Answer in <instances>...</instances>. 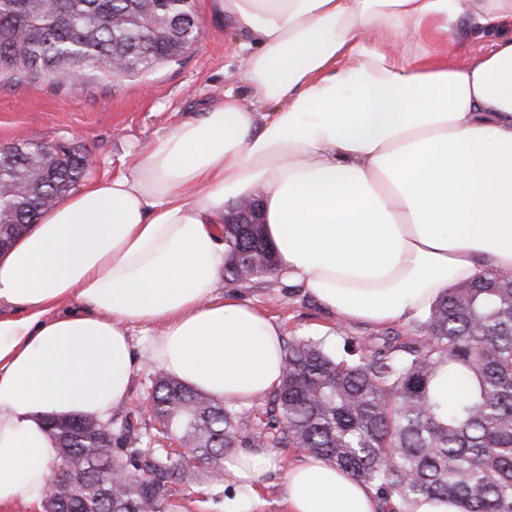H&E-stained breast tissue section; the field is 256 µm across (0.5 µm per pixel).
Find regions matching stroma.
Here are the masks:
<instances>
[{"label":"stroma","instance_id":"obj_1","mask_svg":"<svg viewBox=\"0 0 512 512\" xmlns=\"http://www.w3.org/2000/svg\"><path fill=\"white\" fill-rule=\"evenodd\" d=\"M202 36L179 62L151 72L113 79L97 78L78 85H59L47 78L0 79V147L30 140L61 144L94 161L88 178L117 173L135 152L150 145L168 125L186 117H202L225 89L240 95L248 90L241 80L243 40L231 21L214 7V0H196ZM224 294L250 299L281 327L284 340L327 337L349 339L364 354L395 343L422 339L420 321L385 325L349 323L324 311L302 289L276 277L261 282L225 281ZM132 354L137 369L126 401L112 413L113 425L137 415L144 437L158 426L150 410V394L161 369L145 363L146 338L132 331ZM273 469L255 491L225 480L221 492L205 483L174 485L171 512H285L282 485L288 467L304 461V451L276 448Z\"/></svg>","mask_w":512,"mask_h":512}]
</instances>
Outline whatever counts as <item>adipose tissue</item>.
Instances as JSON below:
<instances>
[{"instance_id": "ef3b65f1", "label": "adipose tissue", "mask_w": 512, "mask_h": 512, "mask_svg": "<svg viewBox=\"0 0 512 512\" xmlns=\"http://www.w3.org/2000/svg\"><path fill=\"white\" fill-rule=\"evenodd\" d=\"M216 2L250 39L249 98L226 89L0 256V512L46 489L48 418L105 420L125 400L130 327L199 392L247 404L279 387L280 326L219 292L226 207L259 198L277 277L348 322L419 318L512 272V36L462 65L446 50L512 26V0ZM272 466L261 448L225 462L250 489ZM283 494L288 512H379L324 459L289 467Z\"/></svg>"}]
</instances>
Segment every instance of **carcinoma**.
<instances>
[{
	"mask_svg": "<svg viewBox=\"0 0 512 512\" xmlns=\"http://www.w3.org/2000/svg\"><path fill=\"white\" fill-rule=\"evenodd\" d=\"M195 0H0V77L58 84L124 78L177 62L199 35ZM85 158L61 150L46 164L28 141L0 150V216L21 224L51 207L82 177ZM224 278L269 277L263 228L224 225ZM412 346L347 359L320 339L284 347V381L273 399L275 445L322 456L375 489L380 512H419L431 500L460 512H512V277L488 270L445 293ZM460 393L448 399L445 379ZM152 412L224 484V456L247 433L223 402L166 377ZM56 467L86 475L87 491L58 488L63 512H168L179 461L144 444L129 419L104 435L76 417L50 424ZM146 473L137 480L134 475Z\"/></svg>",
	"mask_w": 512,
	"mask_h": 512,
	"instance_id": "carcinoma-1",
	"label": "carcinoma"
}]
</instances>
